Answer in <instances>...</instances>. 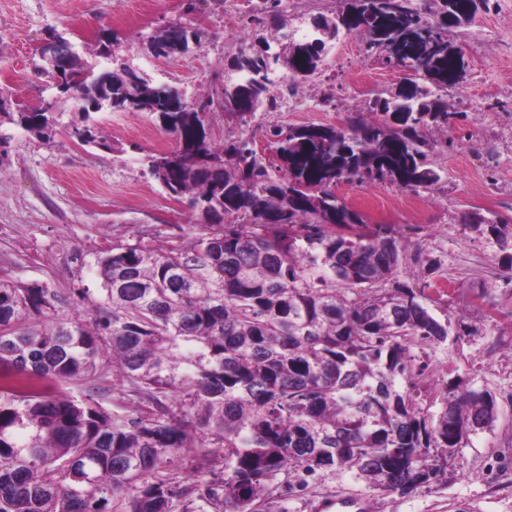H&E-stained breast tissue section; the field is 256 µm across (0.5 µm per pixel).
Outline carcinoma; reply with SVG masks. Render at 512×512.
Listing matches in <instances>:
<instances>
[{
	"label": "carcinoma",
	"mask_w": 512,
	"mask_h": 512,
	"mask_svg": "<svg viewBox=\"0 0 512 512\" xmlns=\"http://www.w3.org/2000/svg\"><path fill=\"white\" fill-rule=\"evenodd\" d=\"M476 0H347L313 18L298 39L285 0H260L269 35L238 49L224 84L185 103L175 120L160 112L178 87L155 84L122 63L97 74L78 52L56 69L59 84L94 101L151 112L174 135L186 163L150 169L167 193L185 197L209 225L191 248L119 244L97 261L104 303L86 320L59 316L67 299L39 285L0 278V367L28 382L53 380L80 395L0 386V512H264L281 487L330 470L373 490L408 494L442 480L448 456L492 426L497 404L485 388L448 380L437 413L420 407L418 340L441 344L439 321L422 294L400 278L404 249L392 230L367 232L338 201L339 180L389 181L426 189L441 179L429 162L436 141L465 114L441 92L460 86L463 56L448 30L469 22ZM410 63L416 79L373 100L374 123L276 127L281 165L264 162L251 141L215 142L204 120L228 114L224 99L251 111L277 108L271 63L293 81L317 72L340 32ZM201 35L174 24L151 36L154 51ZM0 126L48 140L56 113L8 110ZM87 109L69 129L107 147ZM217 164L200 170L197 153ZM507 253L512 226L472 225ZM121 400L107 408L106 373ZM197 448L175 468L177 453ZM224 474L205 477L211 458Z\"/></svg>",
	"instance_id": "cac0c4a2"
}]
</instances>
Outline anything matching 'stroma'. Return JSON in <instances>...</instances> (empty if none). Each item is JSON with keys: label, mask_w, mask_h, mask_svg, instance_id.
Instances as JSON below:
<instances>
[{"label": "stroma", "mask_w": 512, "mask_h": 512, "mask_svg": "<svg viewBox=\"0 0 512 512\" xmlns=\"http://www.w3.org/2000/svg\"><path fill=\"white\" fill-rule=\"evenodd\" d=\"M173 23L201 31L200 48L153 56L150 35ZM256 30L247 0L223 6L194 0L189 12L182 0H0V94L30 109L57 101L51 78L37 71L41 48L55 33L82 52L111 38L116 54L144 76L178 84L191 99L237 52L239 34ZM451 38L465 47L468 95L448 94L449 110L465 118L431 134L440 182L414 192L342 181L335 193L368 224L392 228L407 253L419 248L440 260L429 275L404 265L408 283L439 320L472 330L456 342L413 344L427 365L419 382L422 404L459 375L492 393L498 418L449 457L439 484L389 495L333 471L282 490L270 512H316L321 500L341 494L369 496L372 512H512V272L492 237L471 228L477 214L512 224V0H490ZM408 76L382 54L365 56L361 36L345 35L322 70L301 82L287 111L259 110L242 122L219 113L208 133L217 141L251 139L271 161L272 127H342L353 116L375 121L371 101L395 92ZM97 120L108 148L80 144L64 129L45 142L14 126L0 145V277L64 294L68 302L59 314L69 319H86L102 301L97 260L112 246L186 248L207 231L147 171L148 155L174 145L155 115L105 110Z\"/></svg>", "instance_id": "1"}]
</instances>
